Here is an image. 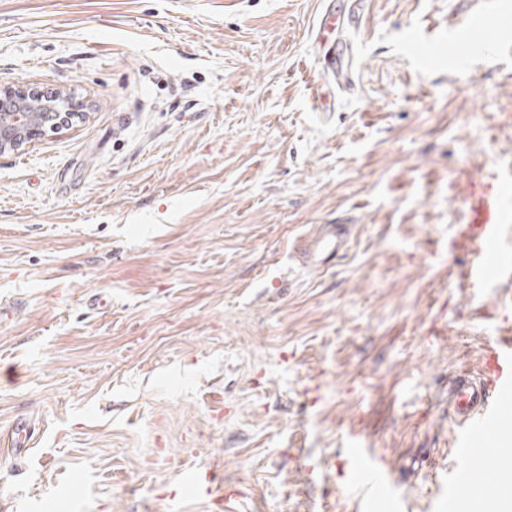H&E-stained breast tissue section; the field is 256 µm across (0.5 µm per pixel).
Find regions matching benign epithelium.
Returning a JSON list of instances; mask_svg holds the SVG:
<instances>
[{
    "instance_id": "benign-epithelium-1",
    "label": "benign epithelium",
    "mask_w": 512,
    "mask_h": 512,
    "mask_svg": "<svg viewBox=\"0 0 512 512\" xmlns=\"http://www.w3.org/2000/svg\"><path fill=\"white\" fill-rule=\"evenodd\" d=\"M32 97L34 93L23 86H0V154L20 152L33 140L58 132L83 116L84 103L70 92L57 95V102L71 106L69 112L57 111L56 102L35 106Z\"/></svg>"
}]
</instances>
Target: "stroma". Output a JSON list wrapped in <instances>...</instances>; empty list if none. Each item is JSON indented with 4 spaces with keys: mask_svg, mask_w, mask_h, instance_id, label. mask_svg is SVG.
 <instances>
[{
    "mask_svg": "<svg viewBox=\"0 0 512 512\" xmlns=\"http://www.w3.org/2000/svg\"><path fill=\"white\" fill-rule=\"evenodd\" d=\"M324 0H0V85L89 114L0 154V454L11 512H458L448 384L512 336V281L451 248L512 178V0H366L340 92ZM356 226L309 273L318 225ZM109 298L100 309L90 294ZM394 496L362 501L341 452ZM211 468L236 489L173 496ZM353 241V224H321L314 235H304L295 242L294 258L309 271L326 270L336 257L350 250ZM344 462L348 466L353 485H365L377 495L393 493V483L385 475L378 458L369 448H346Z\"/></svg>",
    "mask_w": 512,
    "mask_h": 512,
    "instance_id": "stroma-1",
    "label": "stroma"
}]
</instances>
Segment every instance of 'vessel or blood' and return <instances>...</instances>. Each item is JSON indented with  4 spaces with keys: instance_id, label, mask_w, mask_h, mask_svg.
I'll return each instance as SVG.
<instances>
[{
    "instance_id": "obj_1",
    "label": "vessel or blood",
    "mask_w": 512,
    "mask_h": 512,
    "mask_svg": "<svg viewBox=\"0 0 512 512\" xmlns=\"http://www.w3.org/2000/svg\"><path fill=\"white\" fill-rule=\"evenodd\" d=\"M364 0H345L344 6L327 5L318 15L313 38L328 43L336 67V86L347 90L353 85L352 45L343 32L358 15ZM467 214L457 247L472 250L476 262L466 268L467 278L494 281L512 277V248L504 241V230L512 223V194L505 186L488 190L482 184L470 185L462 199ZM354 241L350 224H322L311 236L300 237L293 248L295 260L305 269H329L336 257L346 254ZM512 401V339L497 337L485 346L481 375L461 374L448 387V406L459 427L455 454L468 460L479 438L502 424L501 407ZM353 484L366 486L378 495L392 493L393 483L371 449L349 448L344 453ZM185 486L194 494L216 493L222 478L209 469H199L185 477Z\"/></svg>"
}]
</instances>
